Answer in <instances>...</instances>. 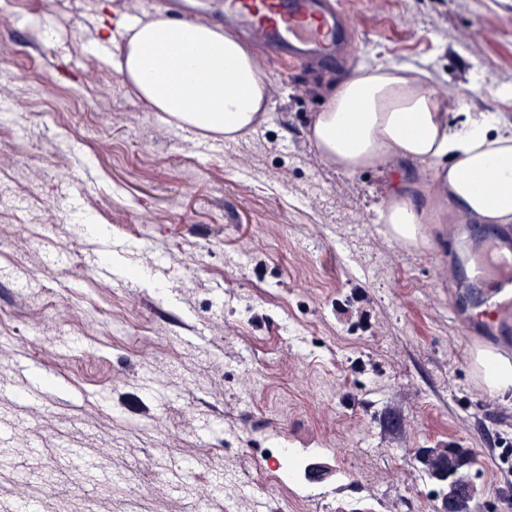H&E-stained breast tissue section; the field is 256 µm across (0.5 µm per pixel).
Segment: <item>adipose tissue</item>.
Listing matches in <instances>:
<instances>
[{
	"mask_svg": "<svg viewBox=\"0 0 512 512\" xmlns=\"http://www.w3.org/2000/svg\"><path fill=\"white\" fill-rule=\"evenodd\" d=\"M124 71L155 112L234 140L265 122L267 87L245 44L218 26L155 18L125 23ZM310 140L336 170L353 173L401 159L433 170L413 205L392 190L379 219L408 246L423 243L424 225L443 224L450 200L485 224H512V122L492 112L449 120L422 71L372 58L359 62L314 119Z\"/></svg>",
	"mask_w": 512,
	"mask_h": 512,
	"instance_id": "1",
	"label": "adipose tissue"
}]
</instances>
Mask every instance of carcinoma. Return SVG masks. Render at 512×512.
<instances>
[{"mask_svg": "<svg viewBox=\"0 0 512 512\" xmlns=\"http://www.w3.org/2000/svg\"><path fill=\"white\" fill-rule=\"evenodd\" d=\"M421 465L425 474L441 485L437 492L441 512H452L448 500L473 488L470 475L473 456L468 448H426L421 455Z\"/></svg>", "mask_w": 512, "mask_h": 512, "instance_id": "1", "label": "carcinoma"}]
</instances>
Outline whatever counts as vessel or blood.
<instances>
[{
    "instance_id": "b4317fda",
    "label": "vessel or blood",
    "mask_w": 512,
    "mask_h": 512,
    "mask_svg": "<svg viewBox=\"0 0 512 512\" xmlns=\"http://www.w3.org/2000/svg\"><path fill=\"white\" fill-rule=\"evenodd\" d=\"M225 21L246 30L264 31L292 61L327 60L347 37V30L326 0H227ZM498 293L492 301L494 333L512 330V244L489 238L471 269Z\"/></svg>"
}]
</instances>
